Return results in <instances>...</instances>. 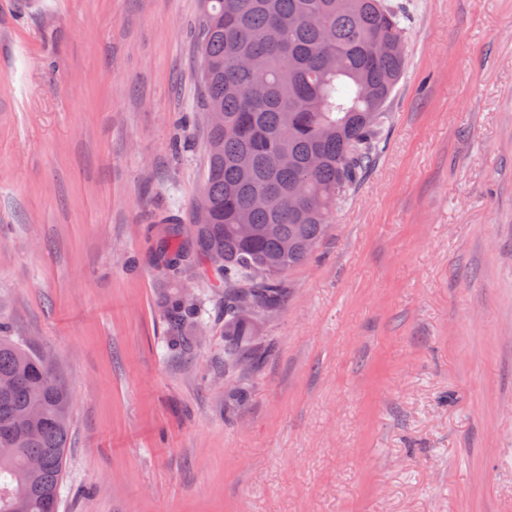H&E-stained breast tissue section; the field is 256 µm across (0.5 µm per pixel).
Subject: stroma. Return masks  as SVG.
Masks as SVG:
<instances>
[{"mask_svg": "<svg viewBox=\"0 0 512 512\" xmlns=\"http://www.w3.org/2000/svg\"><path fill=\"white\" fill-rule=\"evenodd\" d=\"M382 151L224 417L163 342L206 165L199 0H0V325L71 395L58 512H512V0H397Z\"/></svg>", "mask_w": 512, "mask_h": 512, "instance_id": "35a3bbf8", "label": "stroma"}]
</instances>
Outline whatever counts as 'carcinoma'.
Here are the masks:
<instances>
[{"label":"carcinoma","mask_w":512,"mask_h":512,"mask_svg":"<svg viewBox=\"0 0 512 512\" xmlns=\"http://www.w3.org/2000/svg\"><path fill=\"white\" fill-rule=\"evenodd\" d=\"M207 166L193 209L208 223L162 217L158 260L180 283L164 299L165 342L199 343L206 302L224 304V372L271 352L261 326L283 306L284 275L305 263L377 155L386 108L406 68L400 12L388 0H201ZM209 261L220 288L197 291ZM0 512H57L70 439V395L44 352L0 329ZM224 393L233 418L247 400Z\"/></svg>","instance_id":"carcinoma-1"}]
</instances>
